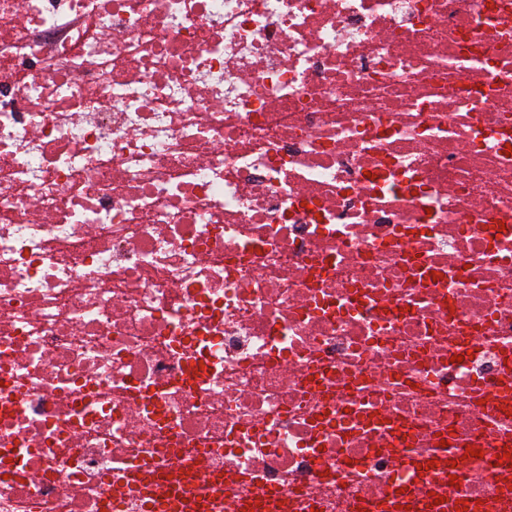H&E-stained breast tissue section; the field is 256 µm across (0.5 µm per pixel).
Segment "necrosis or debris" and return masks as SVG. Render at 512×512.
<instances>
[{
    "mask_svg": "<svg viewBox=\"0 0 512 512\" xmlns=\"http://www.w3.org/2000/svg\"><path fill=\"white\" fill-rule=\"evenodd\" d=\"M510 144L512 0H0V512H512ZM182 499L185 498L173 494L167 496L149 492L146 496V510L148 512L197 511V501L187 500V502H182Z\"/></svg>",
    "mask_w": 512,
    "mask_h": 512,
    "instance_id": "4bbe7bcc",
    "label": "necrosis or debris"
}]
</instances>
